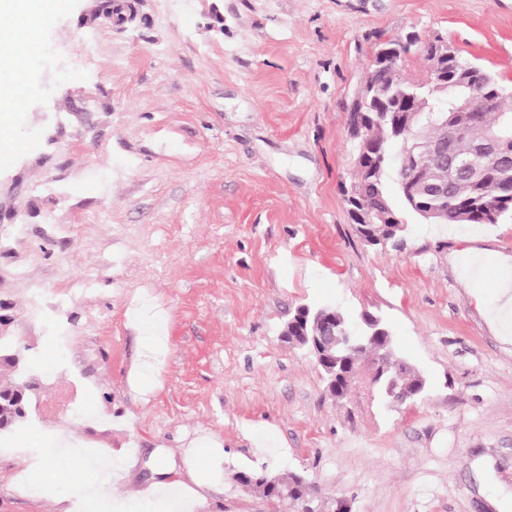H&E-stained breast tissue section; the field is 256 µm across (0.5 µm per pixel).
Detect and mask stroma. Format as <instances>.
<instances>
[{
	"instance_id": "stroma-1",
	"label": "stroma",
	"mask_w": 512,
	"mask_h": 512,
	"mask_svg": "<svg viewBox=\"0 0 512 512\" xmlns=\"http://www.w3.org/2000/svg\"><path fill=\"white\" fill-rule=\"evenodd\" d=\"M68 0L26 69L33 94L0 108L12 154L0 161V301L9 333L45 354L28 422L86 450L62 458L51 496L22 490V457L0 456V512H59L93 452H115L112 484L212 476L197 512H298L241 486L266 468L305 475L351 512H512V337L486 315L492 270L512 271V223L445 233L405 212L400 245H367L346 211L349 108L379 38L413 37L404 71L442 34L465 59L512 84V0H138L134 23L93 19ZM55 176L61 192L41 188ZM478 254L481 269L460 261ZM91 293L57 291L88 270ZM44 285L26 308V279ZM333 303L383 317L397 357L428 388L389 407L372 359L331 397L304 349L286 342L298 306ZM150 304L168 350L139 384Z\"/></svg>"
}]
</instances>
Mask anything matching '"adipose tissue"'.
I'll return each instance as SVG.
<instances>
[{
  "label": "adipose tissue",
  "mask_w": 512,
  "mask_h": 512,
  "mask_svg": "<svg viewBox=\"0 0 512 512\" xmlns=\"http://www.w3.org/2000/svg\"><path fill=\"white\" fill-rule=\"evenodd\" d=\"M64 5L65 0H0V94L6 99L32 93L23 71L39 56L43 31ZM185 483L157 482L138 498L150 505V512H193V503L183 496ZM76 484L87 512H127L126 502L112 493L111 458H97Z\"/></svg>",
  "instance_id": "adipose-tissue-1"
}]
</instances>
